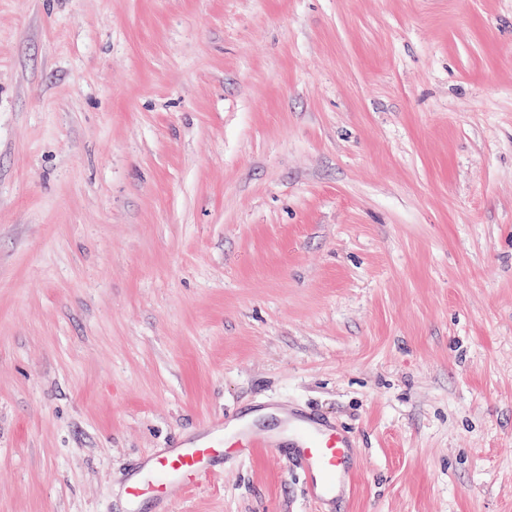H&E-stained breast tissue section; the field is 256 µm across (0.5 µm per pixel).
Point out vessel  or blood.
Returning a JSON list of instances; mask_svg holds the SVG:
<instances>
[{"mask_svg": "<svg viewBox=\"0 0 512 512\" xmlns=\"http://www.w3.org/2000/svg\"><path fill=\"white\" fill-rule=\"evenodd\" d=\"M262 454L284 457L302 469L308 494L320 506L351 494L359 469L358 450L350 436L318 415L280 409L274 430L223 415L211 420L204 434L140 463L127 485L129 504L134 507L145 499L166 504L208 479L217 461H246Z\"/></svg>", "mask_w": 512, "mask_h": 512, "instance_id": "b4317fda", "label": "vessel or blood"}]
</instances>
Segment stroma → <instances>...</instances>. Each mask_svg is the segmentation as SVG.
<instances>
[{
    "instance_id": "stroma-1",
    "label": "stroma",
    "mask_w": 512,
    "mask_h": 512,
    "mask_svg": "<svg viewBox=\"0 0 512 512\" xmlns=\"http://www.w3.org/2000/svg\"><path fill=\"white\" fill-rule=\"evenodd\" d=\"M275 404L344 512H512V0H0V512ZM167 512L317 510L261 455Z\"/></svg>"
}]
</instances>
